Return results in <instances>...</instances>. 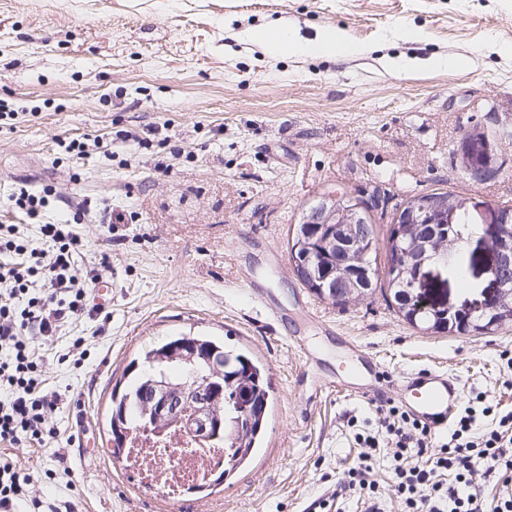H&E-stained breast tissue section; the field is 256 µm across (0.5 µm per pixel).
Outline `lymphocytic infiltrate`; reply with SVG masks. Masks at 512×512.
Returning a JSON list of instances; mask_svg holds the SVG:
<instances>
[{
	"instance_id": "f902f5d3",
	"label": "lymphocytic infiltrate",
	"mask_w": 512,
	"mask_h": 512,
	"mask_svg": "<svg viewBox=\"0 0 512 512\" xmlns=\"http://www.w3.org/2000/svg\"><path fill=\"white\" fill-rule=\"evenodd\" d=\"M40 233L38 248L18 236L16 225L0 227V443L12 448L42 445L56 433L51 414L60 395L45 387L36 337H52L67 319L90 310L88 285L75 273L81 240L66 221L41 225ZM37 281L44 291L32 292ZM379 420V436L367 443L375 448L383 442L394 450L390 489L401 512H512V412L477 437L472 412L459 414L432 461L425 458L435 445L429 425L396 405L382 409ZM411 453L419 464H406ZM490 463L503 471L505 487L488 499L473 478ZM23 506L31 512L42 506L32 478L11 457L0 456V512Z\"/></svg>"
}]
</instances>
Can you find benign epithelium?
Returning <instances> with one entry per match:
<instances>
[{"mask_svg":"<svg viewBox=\"0 0 512 512\" xmlns=\"http://www.w3.org/2000/svg\"><path fill=\"white\" fill-rule=\"evenodd\" d=\"M497 133L485 127H476L468 133L455 150L456 161L470 178L482 180L498 171ZM380 203L376 189L365 195L338 192L327 195L306 213L303 223L317 224L327 232L323 245L336 253V268L320 270V259L311 251L303 253L304 261L291 262L293 271L318 270L315 279L320 284L323 298L338 303H351L367 297L366 281L359 278L365 257L372 249V237L366 215ZM458 218L469 220L463 202L447 193L443 199L428 202L413 196L404 202L394 216L395 235L410 240V247L396 262L397 281L406 288L405 298L421 311L445 308L444 291L435 288L436 278L431 265L448 267V254L456 248L462 237L456 233L440 234L445 224ZM506 216L503 209L494 210L492 222L483 226L481 240L489 256L485 273L491 288L483 298L465 308L449 311L448 323L464 316L476 318V326L483 321L496 322L512 308V233L504 229ZM193 365L200 356L198 347L180 341L167 349ZM224 392L223 385L213 377L187 383L176 393L165 386L156 385L149 393L152 410L160 418L169 420L170 427L186 428L203 439L219 436L223 421L211 414L212 403Z\"/></svg>","mask_w":512,"mask_h":512,"instance_id":"7a95c632","label":"benign epithelium"}]
</instances>
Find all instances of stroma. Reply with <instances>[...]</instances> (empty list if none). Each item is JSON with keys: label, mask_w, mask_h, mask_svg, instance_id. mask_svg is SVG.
Here are the masks:
<instances>
[{"label": "stroma", "mask_w": 512, "mask_h": 512, "mask_svg": "<svg viewBox=\"0 0 512 512\" xmlns=\"http://www.w3.org/2000/svg\"><path fill=\"white\" fill-rule=\"evenodd\" d=\"M268 21L296 40L336 30L343 58L273 57L246 34ZM477 125L503 134L500 168L458 171L453 147ZM95 140L88 155L73 140ZM52 188L39 219L15 189ZM385 195L387 215L442 189L512 207V0H0V225L40 244V223L89 207L72 226L82 270L111 276L108 319L69 320L37 341L57 433L5 448L50 498L78 512H362L338 497L343 471L371 455L385 512L392 452L365 449L377 407L342 382L376 361L368 390L399 403L401 376L458 380L474 434L512 411V326L431 333L381 293L344 307L293 273L287 241L328 192ZM178 333L209 336L268 370L261 446L208 496L175 504L113 460L112 390L132 360ZM81 341L80 365L61 362ZM361 355V356H362Z\"/></svg>", "instance_id": "stroma-1"}]
</instances>
